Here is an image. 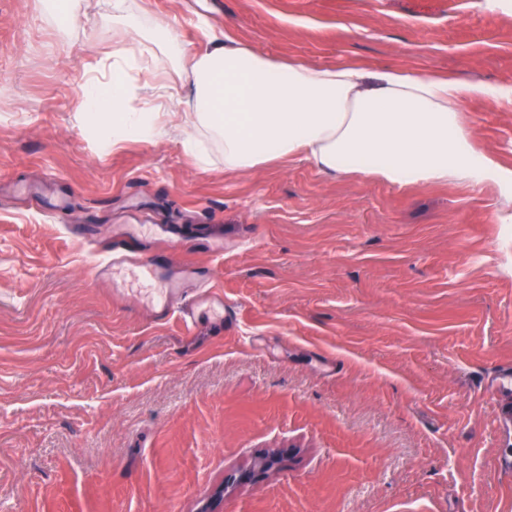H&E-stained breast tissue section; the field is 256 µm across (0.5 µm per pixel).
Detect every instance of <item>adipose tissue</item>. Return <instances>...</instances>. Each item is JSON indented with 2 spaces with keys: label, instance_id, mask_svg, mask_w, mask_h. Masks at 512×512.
<instances>
[{
  "label": "adipose tissue",
  "instance_id": "adipose-tissue-1",
  "mask_svg": "<svg viewBox=\"0 0 512 512\" xmlns=\"http://www.w3.org/2000/svg\"><path fill=\"white\" fill-rule=\"evenodd\" d=\"M110 6L122 26L100 76L82 85L76 113L99 153L178 130L184 152L203 170L217 150L228 173L299 157L325 176L358 175L401 189L490 183L512 200V169L476 150L462 116L466 99L497 102L488 87L438 72L276 61L229 32L190 54L156 31L194 89L186 100L178 86L137 81L147 49L142 25L126 0Z\"/></svg>",
  "mask_w": 512,
  "mask_h": 512
}]
</instances>
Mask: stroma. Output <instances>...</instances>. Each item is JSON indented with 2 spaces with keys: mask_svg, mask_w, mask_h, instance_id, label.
I'll return each mask as SVG.
<instances>
[{
  "mask_svg": "<svg viewBox=\"0 0 512 512\" xmlns=\"http://www.w3.org/2000/svg\"><path fill=\"white\" fill-rule=\"evenodd\" d=\"M106 0L60 34L0 0V512H512V220L495 186L402 190L308 163L201 170L179 138L99 154L75 112ZM187 51L445 72L512 168V0H129ZM131 246L214 267L235 324L193 332L90 277ZM495 390L500 396L499 415L503 421L512 420V363H502L495 379ZM280 462L281 456L277 453H272L261 457L251 468L228 473L224 477V488L221 490L219 497L221 496V493H229L239 485L255 482L259 476L265 474L271 469H274L280 464Z\"/></svg>",
  "mask_w": 512,
  "mask_h": 512,
  "instance_id": "obj_1",
  "label": "stroma"
}]
</instances>
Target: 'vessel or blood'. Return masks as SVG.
Instances as JSON below:
<instances>
[{"label": "vessel or blood", "instance_id": "vessel-or-blood-1", "mask_svg": "<svg viewBox=\"0 0 512 512\" xmlns=\"http://www.w3.org/2000/svg\"><path fill=\"white\" fill-rule=\"evenodd\" d=\"M123 270L136 272L145 279H161L175 276L190 282L195 291L192 305L182 309L180 322L186 331H193L198 323L200 312L218 316L220 323L229 325L235 319L233 308L224 304V295L216 291L215 275L210 268L186 264L174 254L160 255L149 251H131L126 249L124 238H115L106 262L96 265V277ZM495 390L500 396L499 415L503 421L512 420V363L500 364L495 380Z\"/></svg>", "mask_w": 512, "mask_h": 512}]
</instances>
